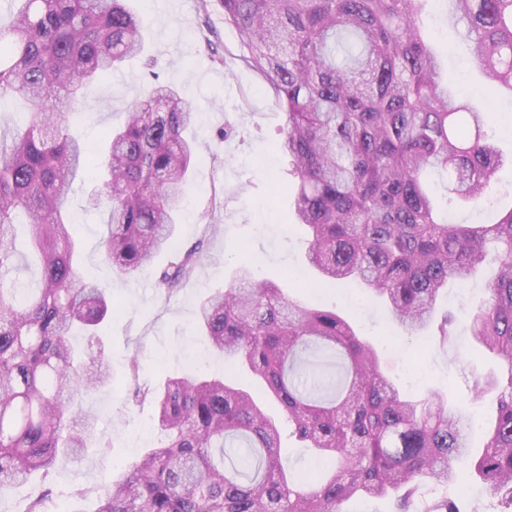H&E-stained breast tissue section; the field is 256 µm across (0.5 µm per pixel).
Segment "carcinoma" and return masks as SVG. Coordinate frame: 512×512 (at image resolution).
<instances>
[{
  "mask_svg": "<svg viewBox=\"0 0 512 512\" xmlns=\"http://www.w3.org/2000/svg\"><path fill=\"white\" fill-rule=\"evenodd\" d=\"M0 28V110L28 112L0 125V490L48 473L86 447L92 418L83 395L112 383L103 349L84 353L72 331L99 342L112 295L76 268L67 201L77 176L107 208L102 255L136 277L172 252L194 160L191 100L155 83L93 149L73 131L83 87L144 51L145 25L129 0H11ZM238 33L241 63L265 82L284 115L280 150L290 158L296 223L318 287L363 284L412 333L433 320L448 283L497 265L473 339L504 363L477 386L496 414L481 453L471 421L442 395H401L376 350L336 312L305 307L238 262L232 283L196 309L211 346L248 368L280 406L290 433L319 452L326 476H290L281 429L225 377L139 382L132 399L155 406L160 439L100 488L98 512H342L352 498L396 496L402 512L419 486L475 478L512 509V208L489 224H451L424 181L448 176L450 205H477L505 159L488 137V113L448 91L424 33L427 0H220ZM452 36L473 42L491 90H512V0H451ZM39 261L28 285L18 272L15 226ZM203 245L159 276L168 291L194 274Z\"/></svg>",
  "mask_w": 512,
  "mask_h": 512,
  "instance_id": "1",
  "label": "carcinoma"
}]
</instances>
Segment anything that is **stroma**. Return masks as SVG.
Wrapping results in <instances>:
<instances>
[{"label":"stroma","instance_id":"stroma-1","mask_svg":"<svg viewBox=\"0 0 512 512\" xmlns=\"http://www.w3.org/2000/svg\"><path fill=\"white\" fill-rule=\"evenodd\" d=\"M143 3L147 32L143 53L107 79L86 86L78 131L90 141L100 138L118 113L157 81L177 87L194 101L200 115L195 136L201 148L179 216V240L185 248L204 241L202 263L175 293L159 283L158 270L170 260L166 254L157 259L156 271L134 278L118 276L102 257L107 215L88 204V183L74 181L68 208L81 243V270L110 290L114 300L112 318L100 333L112 360L114 384L82 402L95 418L88 449L77 458H60L46 478L1 492L0 512H23L29 498L45 486L56 493L87 489L77 507L79 512H95V488L120 474L127 462L159 438L153 404L137 405L127 398L130 360L138 359L141 379L152 383L186 372L226 370L223 357L195 330L194 312L205 294L231 282L241 257L254 261L257 279L280 282L294 301L319 304L349 318L376 346L382 369L406 394L425 396L436 391L466 410L471 417V444L481 449L495 402L489 396L474 400L473 393L486 376L500 372V359L461 326H449L444 332L435 327L426 336L407 337L389 309L364 288L336 286L314 293L294 287L286 272H297L308 280L317 273L305 262L306 244L302 230L294 224L291 202L278 189L288 170L287 157L276 149L282 112L271 97L259 93V76L240 64L243 48L236 30L225 23L218 0ZM449 8V0H428L424 15L431 41L445 52L443 75L450 87L473 91L477 106L492 116L489 134L496 147L511 156L512 92H485L470 42L448 38ZM221 127L228 131L223 139L216 136ZM510 207L512 167L506 165L496 173L481 206L453 207L448 217L454 223L480 224ZM496 272V267L489 266L468 285H449L437 309L451 310L458 319H465L482 305L486 285ZM105 445L111 446V454L102 453ZM281 457L289 473L304 479L314 478L322 469L315 449L287 435L282 438ZM445 496L457 494L427 483L415 506L420 510ZM460 499L464 512L501 509L498 499L486 490Z\"/></svg>","mask_w":512,"mask_h":512}]
</instances>
